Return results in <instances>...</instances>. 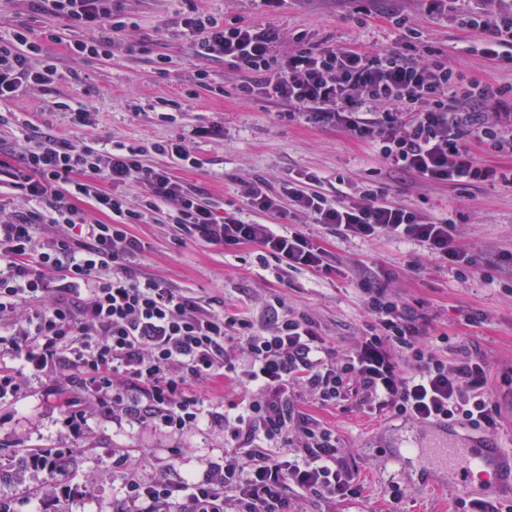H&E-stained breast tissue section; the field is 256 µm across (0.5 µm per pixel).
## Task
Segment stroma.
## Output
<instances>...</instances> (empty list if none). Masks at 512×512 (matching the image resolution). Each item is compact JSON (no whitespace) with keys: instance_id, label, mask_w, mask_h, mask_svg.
<instances>
[{"instance_id":"obj_1","label":"stroma","mask_w":512,"mask_h":512,"mask_svg":"<svg viewBox=\"0 0 512 512\" xmlns=\"http://www.w3.org/2000/svg\"><path fill=\"white\" fill-rule=\"evenodd\" d=\"M203 6L216 16L237 17L246 24L268 23L287 33L306 31L313 43L366 48L397 46L399 33L382 14L398 8L412 16L424 40L442 48L449 63L467 76L496 86L512 84V71L493 69L477 51L476 41L452 19L427 16L421 0H375L378 16L364 28L354 20L355 0H285L273 14L261 0H204ZM127 8L138 26L125 32L124 50L109 59L83 60L67 54L66 43L75 34L65 30L63 21L38 12L32 0H0V36L28 27L31 37L55 57L61 74L54 84L30 88L0 103V114L9 119L0 126V144L24 143L50 127L69 133V108L85 106L91 111L87 134L103 145L166 141L195 127L208 128L209 136L191 143L198 167L180 168L176 174L227 204H239L245 182L262 179L276 187L297 170L318 171L328 190L341 175L363 180L372 165L367 146L343 131L281 116L277 106L264 99H238L234 73L225 64L219 68L223 96L200 92L191 107L177 113L175 122L159 121L162 101H182L194 71L190 49L172 25L179 4L127 0ZM52 28L59 30L60 41L44 40V32ZM143 40L169 56L166 73H158L149 56L137 51ZM62 102L67 105L63 111L58 108ZM381 180L398 201L433 218L453 216L461 245L480 267L478 274L457 279L419 248L396 239L343 241L315 225L309 231L322 239L338 267L390 270L384 287L429 316L426 336L445 333L451 343H465L486 356L493 395L502 409L496 436L512 452V391L500 381L503 374L512 373V263L491 262L499 253L512 251V184L464 192L445 185L421 187L387 174ZM128 230L144 245L134 268L197 296L212 312L271 294L287 309L311 314L330 350L353 347L365 332L363 299L350 280L304 270L282 278L274 265L259 263L255 246L228 251L167 221L132 224ZM52 386L47 378L27 374L18 394L0 399V456L8 460L0 468V499L19 500L35 491L41 498L40 512H116L123 483L122 473L112 465L116 451L129 455L146 480L165 469L175 476L204 478L209 466L224 462V434L213 420L232 413L242 396L238 385L222 378L196 388L204 418L199 427L175 435L106 412L96 395L82 393L77 407L86 414L87 429L78 434L67 423L68 405ZM290 399L301 412L335 430L364 486L360 499L334 505L291 495L292 512H387L386 489L393 481L404 489L400 512H452L454 498L480 491V481L466 486L458 478L431 473L425 450L447 442L442 432L372 414L355 395L324 405L297 388ZM409 443L415 455L392 465L390 456ZM20 448L64 452L65 473L11 463L10 455Z\"/></svg>"}]
</instances>
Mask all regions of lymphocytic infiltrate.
I'll use <instances>...</instances> for the list:
<instances>
[{
	"instance_id": "1",
	"label": "lymphocytic infiltrate",
	"mask_w": 512,
	"mask_h": 512,
	"mask_svg": "<svg viewBox=\"0 0 512 512\" xmlns=\"http://www.w3.org/2000/svg\"><path fill=\"white\" fill-rule=\"evenodd\" d=\"M181 2L175 24L192 49L197 85L187 98L200 88L223 95L224 79L211 65H229L241 75L239 99L262 97L285 106L288 118L345 130L372 147L374 167L359 184L337 177L332 194L315 171L296 172L276 189L255 180L243 203L259 219L247 223L234 212L219 214L205 190L146 160L152 152L198 167L188 140L203 136V129L110 148L41 134L17 163L0 160V188L23 199L0 218V347L36 376L53 378L71 367L82 390L102 398L117 377H126L142 396L123 402L122 412L174 434L201 419L202 403L188 393L192 384L222 376L252 387L242 413L224 420L223 466L204 479L164 474L144 481L126 454L113 453V467L126 474L122 512H288L294 491L330 503L360 498L358 470L335 431L291 406L289 393L297 387L331 404L355 388L371 411L496 432L500 408L483 355L459 344L452 358L443 357L438 347L447 336L424 342L425 315L378 287L377 273L358 275L370 334L340 355L326 348L312 317L285 309L280 298L267 300L255 316L212 314L197 297L144 276L130 264L141 244L126 227L170 211L175 223L225 249L253 244L282 272L328 277L336 271L329 251L303 230L315 224L342 240L407 241L458 278L476 274L456 242L455 220H435L395 200L379 177L388 171L451 188L512 183V169L481 159L512 156V84L465 77L443 51L422 41L402 12L387 16L400 33L398 46L366 50L312 44L301 31L289 37L271 25L215 16L201 0ZM425 2L429 14L449 15L474 34L493 67L512 70V0H478L468 9L458 8V0ZM34 3L69 30L92 31V38L69 41L67 51L78 59L110 58L135 24L122 0ZM288 39L295 47L286 52ZM58 77L54 57L26 29L0 38V102ZM129 186L140 188L138 202L128 200ZM85 201L113 223L87 219ZM278 219L290 230L278 231ZM39 224L56 225L58 232L38 241ZM22 306L27 313L20 323L14 314Z\"/></svg>"
}]
</instances>
